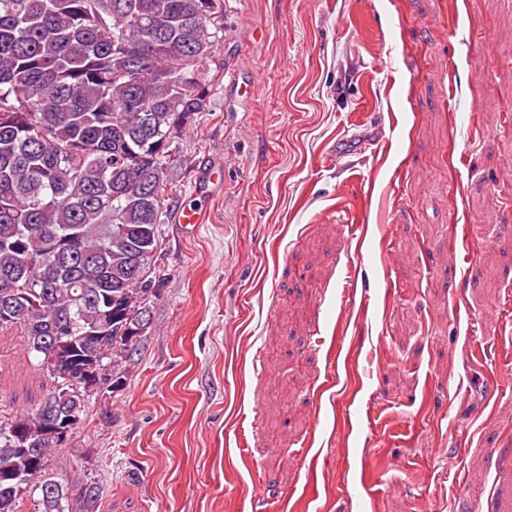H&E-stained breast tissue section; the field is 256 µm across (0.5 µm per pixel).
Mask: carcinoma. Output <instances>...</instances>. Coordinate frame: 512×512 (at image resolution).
I'll list each match as a JSON object with an SVG mask.
<instances>
[{"instance_id": "cac0c4a2", "label": "carcinoma", "mask_w": 512, "mask_h": 512, "mask_svg": "<svg viewBox=\"0 0 512 512\" xmlns=\"http://www.w3.org/2000/svg\"><path fill=\"white\" fill-rule=\"evenodd\" d=\"M222 24L224 0H0V282H13L0 334L20 330L50 383L34 408L0 417V512H22L20 482L40 491L37 512H97L96 482L55 475L42 492L61 445L47 427L112 391L106 371L149 327L158 227L180 191L173 143L208 111L200 67ZM102 324L89 386L69 343Z\"/></svg>"}]
</instances>
